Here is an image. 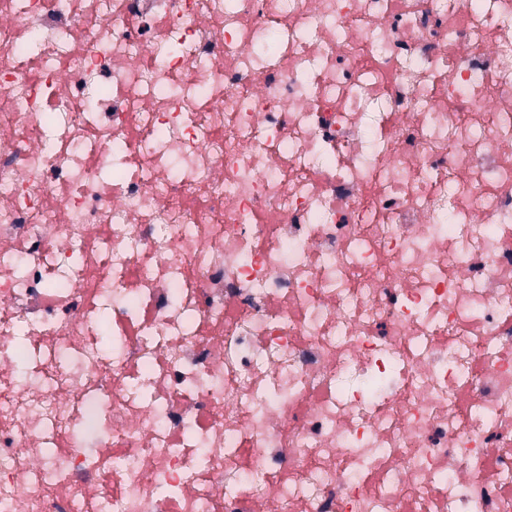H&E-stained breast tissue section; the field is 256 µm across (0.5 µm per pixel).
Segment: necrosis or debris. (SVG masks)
<instances>
[{"mask_svg": "<svg viewBox=\"0 0 512 512\" xmlns=\"http://www.w3.org/2000/svg\"><path fill=\"white\" fill-rule=\"evenodd\" d=\"M0 512H512V0H0Z\"/></svg>", "mask_w": 512, "mask_h": 512, "instance_id": "4bbe7bcc", "label": "necrosis or debris"}]
</instances>
